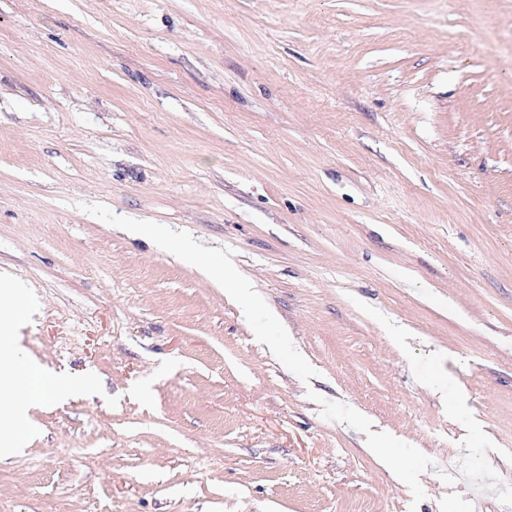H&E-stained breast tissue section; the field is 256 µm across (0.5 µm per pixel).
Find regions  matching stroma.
Wrapping results in <instances>:
<instances>
[{"label": "stroma", "instance_id": "stroma-1", "mask_svg": "<svg viewBox=\"0 0 512 512\" xmlns=\"http://www.w3.org/2000/svg\"><path fill=\"white\" fill-rule=\"evenodd\" d=\"M3 272L0 512H512V0H0ZM16 371L0 369V421L6 419L18 423L22 421L30 406L47 398L62 399L70 392L55 379L37 368L27 370L19 393L16 391Z\"/></svg>", "mask_w": 512, "mask_h": 512}]
</instances>
